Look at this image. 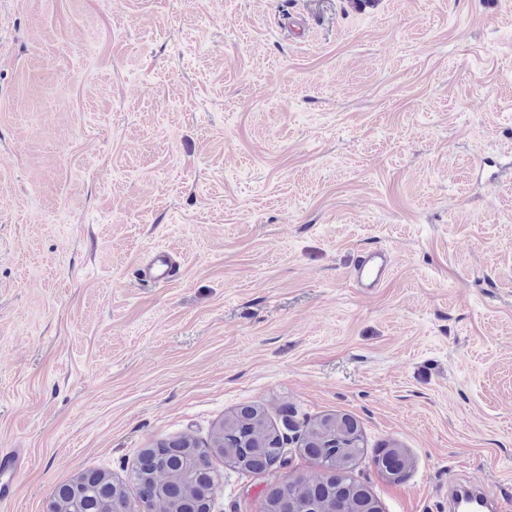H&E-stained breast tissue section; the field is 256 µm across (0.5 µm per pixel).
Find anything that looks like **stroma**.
I'll use <instances>...</instances> for the list:
<instances>
[{"instance_id":"1","label":"stroma","mask_w":512,"mask_h":512,"mask_svg":"<svg viewBox=\"0 0 512 512\" xmlns=\"http://www.w3.org/2000/svg\"><path fill=\"white\" fill-rule=\"evenodd\" d=\"M250 403L355 417L383 512H512V0H0V512ZM391 266L390 253L382 248L371 249L363 253L355 269L354 280L358 288L370 291L387 278ZM143 274L153 285L165 284L179 275V267L169 252L158 250L149 256L144 265ZM378 474L389 481H401L410 467V458L402 448H380L372 458ZM489 500L490 495L485 490H481L480 493L464 491L457 496L453 510L456 512H459L460 509L464 512H488L487 502Z\"/></svg>"}]
</instances>
